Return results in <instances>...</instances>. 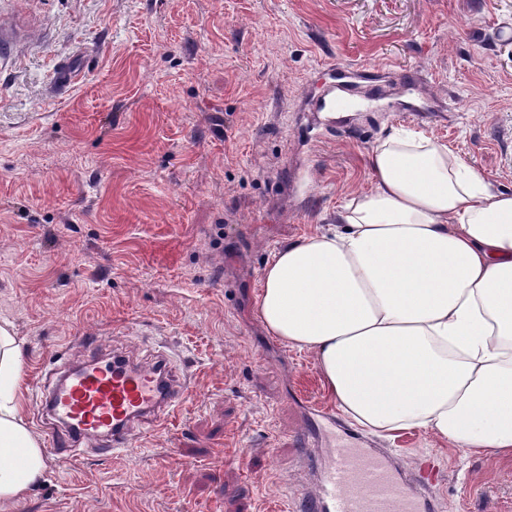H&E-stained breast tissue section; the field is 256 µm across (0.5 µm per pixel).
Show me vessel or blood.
I'll return each instance as SVG.
<instances>
[{
    "mask_svg": "<svg viewBox=\"0 0 512 512\" xmlns=\"http://www.w3.org/2000/svg\"><path fill=\"white\" fill-rule=\"evenodd\" d=\"M86 353L61 370L54 383L35 382L38 409L55 454L71 458L86 440L101 455L128 451L136 429L161 423L189 395L184 371L163 351L135 361L126 351H107L95 336L80 340ZM316 493L300 494L298 512H438V502L409 491L383 458L350 434L319 463Z\"/></svg>",
    "mask_w": 512,
    "mask_h": 512,
    "instance_id": "vessel-or-blood-1",
    "label": "vessel or blood"
}]
</instances>
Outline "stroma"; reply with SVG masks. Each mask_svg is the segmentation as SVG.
Returning <instances> with one entry per match:
<instances>
[{
    "label": "stroma",
    "mask_w": 512,
    "mask_h": 512,
    "mask_svg": "<svg viewBox=\"0 0 512 512\" xmlns=\"http://www.w3.org/2000/svg\"><path fill=\"white\" fill-rule=\"evenodd\" d=\"M27 38L0 62V322L34 381L97 336L166 351L192 396L132 450L46 453L0 512H293L315 491L297 401L328 410L314 355L256 312L275 253L368 191L404 127L512 191V0H0ZM77 71L53 86L55 62ZM411 82H404V75ZM348 85L359 105L314 106ZM444 512H512V461L420 430L360 434Z\"/></svg>",
    "instance_id": "obj_1"
}]
</instances>
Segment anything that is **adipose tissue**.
<instances>
[{
	"mask_svg": "<svg viewBox=\"0 0 512 512\" xmlns=\"http://www.w3.org/2000/svg\"><path fill=\"white\" fill-rule=\"evenodd\" d=\"M375 184L261 275L266 330L315 354L340 412L368 433L422 429L512 459V192L448 145L402 129L369 155ZM20 350L0 326V503L45 470L19 407Z\"/></svg>",
	"mask_w": 512,
	"mask_h": 512,
	"instance_id": "adipose-tissue-1",
	"label": "adipose tissue"
}]
</instances>
